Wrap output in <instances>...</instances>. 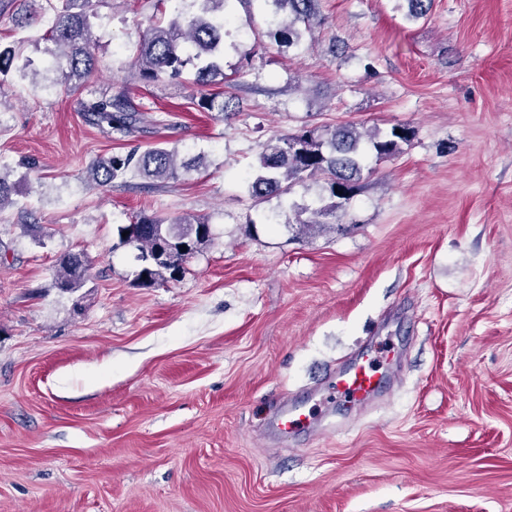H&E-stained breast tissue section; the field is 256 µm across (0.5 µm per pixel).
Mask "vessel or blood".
<instances>
[{
  "mask_svg": "<svg viewBox=\"0 0 512 512\" xmlns=\"http://www.w3.org/2000/svg\"><path fill=\"white\" fill-rule=\"evenodd\" d=\"M382 388L383 376L376 366L374 356L364 354L337 374L318 404L310 407L297 403L282 405L273 421V429L282 436L313 432L325 417V406L343 402L364 410L373 403Z\"/></svg>",
  "mask_w": 512,
  "mask_h": 512,
  "instance_id": "1",
  "label": "vessel or blood"
}]
</instances>
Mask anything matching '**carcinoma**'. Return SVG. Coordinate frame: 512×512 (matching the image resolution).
I'll return each mask as SVG.
<instances>
[{
    "mask_svg": "<svg viewBox=\"0 0 512 512\" xmlns=\"http://www.w3.org/2000/svg\"><path fill=\"white\" fill-rule=\"evenodd\" d=\"M197 12L176 14L165 25L153 23L136 46L133 65L142 81L154 82L163 75L179 77L186 70L194 71L193 83L205 86L224 76L225 37L229 34L232 16L227 11L230 0H192ZM270 14L267 36L279 47H299L306 35L319 22V0H263ZM42 13L49 15L48 28L42 35L44 52L62 74L65 91L83 89L96 71L94 54V19L97 11L94 0H45ZM21 39L0 42V79L19 75L37 84L40 70L34 60L23 56ZM233 98L224 93H204L199 107L223 116L232 112ZM83 112L102 132L120 140L130 137L152 121L142 112L129 111L128 99L120 91H108L84 103ZM401 133H396V130ZM413 132L405 125H394L383 131L379 128L361 131L347 124L335 127L303 126L294 133L271 138L257 158L255 169L247 184L254 205L276 196H288L295 186L309 187L322 182L329 203L319 208L288 205L295 220L288 226L296 234L325 231L340 227L341 214L364 172H372L368 157L376 160L391 158L402 152L411 141ZM199 167L193 159L177 163V152L165 147L150 148L142 153L124 156L99 157L92 161L89 177L97 187H105L135 172L144 179L159 180L180 177ZM9 173L0 169V210L12 203L11 195L17 184L8 180ZM126 233L120 242L137 250L138 268L134 281L141 287L153 288L178 279L185 264L193 255L213 241L207 220L181 216L168 222L164 219L140 216L118 228ZM88 259L81 253L57 257L54 264L55 286L74 292L88 280Z\"/></svg>",
    "mask_w": 512,
    "mask_h": 512,
    "instance_id": "1",
    "label": "carcinoma"
}]
</instances>
